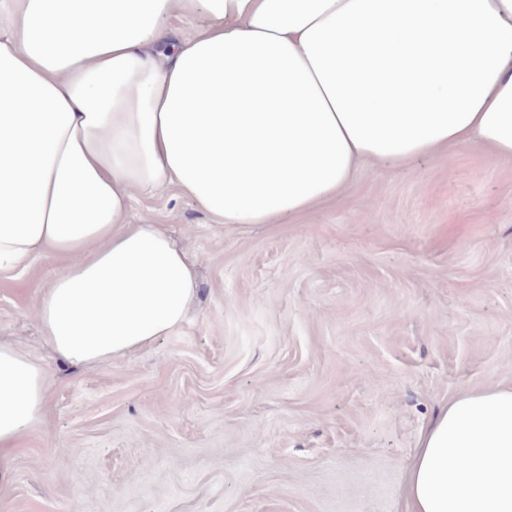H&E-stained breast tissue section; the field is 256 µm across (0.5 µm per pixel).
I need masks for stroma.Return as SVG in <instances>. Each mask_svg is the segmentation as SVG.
I'll return each mask as SVG.
<instances>
[{
  "label": "stroma",
  "mask_w": 512,
  "mask_h": 512,
  "mask_svg": "<svg viewBox=\"0 0 512 512\" xmlns=\"http://www.w3.org/2000/svg\"><path fill=\"white\" fill-rule=\"evenodd\" d=\"M144 220L199 295L124 357L60 363L35 317L52 263L0 273V341L48 389L0 512H406L422 428L512 386V158L472 143L368 161L336 198L245 230L173 190L134 204Z\"/></svg>",
  "instance_id": "obj_1"
}]
</instances>
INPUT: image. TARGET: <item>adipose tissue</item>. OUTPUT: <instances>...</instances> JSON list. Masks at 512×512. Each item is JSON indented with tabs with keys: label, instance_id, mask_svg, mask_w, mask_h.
I'll return each mask as SVG.
<instances>
[{
	"label": "adipose tissue",
	"instance_id": "1",
	"mask_svg": "<svg viewBox=\"0 0 512 512\" xmlns=\"http://www.w3.org/2000/svg\"><path fill=\"white\" fill-rule=\"evenodd\" d=\"M189 29L168 45L166 22ZM472 141L512 157V0H0V272L54 257L35 310L62 362L179 329L193 263L134 202L177 190L218 225L336 197L360 160ZM46 370L0 343V463ZM408 512H512V388L449 400Z\"/></svg>",
	"mask_w": 512,
	"mask_h": 512
}]
</instances>
